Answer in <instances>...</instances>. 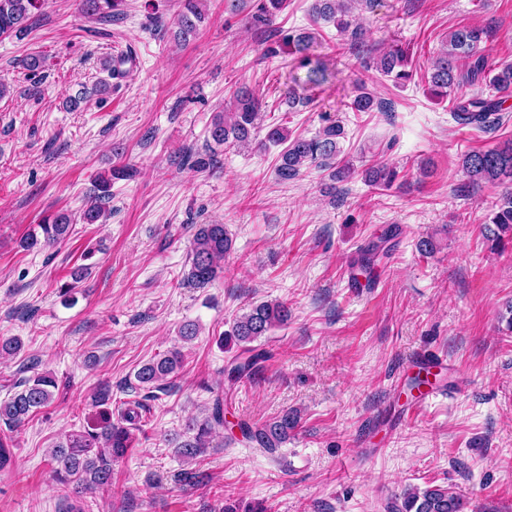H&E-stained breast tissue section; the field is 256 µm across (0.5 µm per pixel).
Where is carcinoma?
<instances>
[{"instance_id":"cac0c4a2","label":"carcinoma","mask_w":512,"mask_h":512,"mask_svg":"<svg viewBox=\"0 0 512 512\" xmlns=\"http://www.w3.org/2000/svg\"><path fill=\"white\" fill-rule=\"evenodd\" d=\"M44 0H0V37L14 36L18 39L31 32L32 19L43 6ZM376 0H314L312 20L318 24L328 22L336 25L337 31L349 43V47L363 42V31L352 26L350 12L352 5L367 9L374 7ZM287 0H258L250 11H245L246 0H224V8L231 14L245 13L243 21L251 27H268L275 21L276 14L286 6ZM124 0H80L82 13L101 18H113L121 14ZM202 0H184V11L179 15L175 37L185 42L199 29L204 19ZM490 33L487 26L458 27L448 33V39L438 61L427 75L431 92L438 98L451 103L450 112L456 123L484 130L495 121L496 113L502 111L504 101L498 94L512 88V63L496 68L488 65L480 52V43ZM313 33L295 31L272 42L265 54L295 56L297 68L305 70L304 78L294 81L309 89L321 88L329 83L333 73L327 65L309 54ZM407 54L401 49L383 52L364 66L380 74L393 77L397 83L411 79L406 70ZM483 85L488 90L485 97L468 98L456 95L465 86ZM107 83L88 90L82 89L66 101L71 111L79 110L93 95H105ZM386 102L372 93L359 89L348 105L353 112L381 111ZM262 103L254 94L241 88L234 95L230 112H216L209 125L211 144L204 156L186 152L182 160L192 163L198 169L219 167L217 148H234L247 145L254 139L260 127ZM322 127L311 138L295 136L288 127L271 125L266 142L280 146L275 172L279 180L288 182L300 176L303 169L316 166L332 170V177L338 181L354 172L350 162L340 158V139L345 137L344 126L321 113ZM462 168L470 184L493 183L504 186V192L489 217L495 226L491 230L493 240L502 243L512 241V141L485 150L464 154ZM125 175L122 168L114 169L108 175L98 177V194L91 197L81 220L84 224H99L111 215L106 207L112 197V180ZM398 177L396 169L381 162H374L365 169V178L376 185L389 187ZM74 218L65 211H59L37 225L21 240L25 250L38 249L64 242L71 234ZM232 249V239L222 224H197L194 226L192 243L183 280L195 288H205L214 282L224 270V260ZM288 322V307L281 302L264 301L253 304L249 310L236 318L230 329L225 331L223 342L233 341L241 349L240 355L224 369L227 382L234 384L251 377L254 370L266 358V352L254 346V342L267 335L272 329ZM184 353L175 348L158 354L142 364L135 372L137 386L143 389L163 388L183 367ZM56 379L48 372L37 373L14 386V393L0 402V422L7 429L22 426L34 413L47 406L54 397ZM140 404L128 406L119 412V421L103 417L94 427L74 431L55 443L50 456L55 466L54 480L65 486H73L77 493L101 489L112 483V464L126 456L133 442V430L140 429ZM298 423L297 414L285 410L275 418L260 425L239 423L242 436L251 443L268 451L282 446L289 433ZM226 424L224 404L215 399L212 410L204 417L192 420L185 439L176 445V454L191 463L202 457L210 445V439L219 427ZM395 512H463L464 502L460 494L444 486L424 489H408L402 493L401 503L394 504Z\"/></svg>"}]
</instances>
